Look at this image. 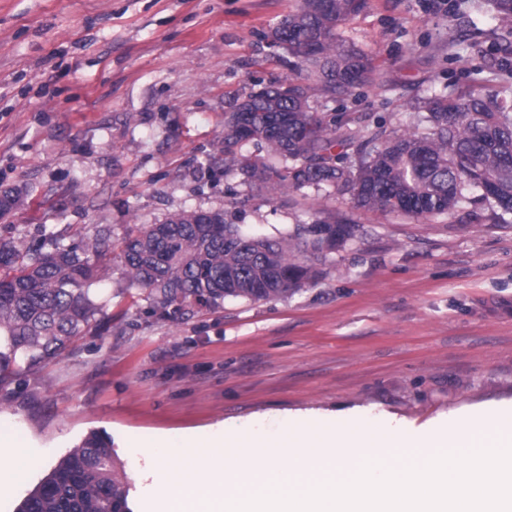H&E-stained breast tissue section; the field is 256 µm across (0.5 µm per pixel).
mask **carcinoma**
<instances>
[{
	"mask_svg": "<svg viewBox=\"0 0 512 512\" xmlns=\"http://www.w3.org/2000/svg\"><path fill=\"white\" fill-rule=\"evenodd\" d=\"M368 0H298L281 24L297 76L264 87L224 113V172L250 191L352 192L366 212L452 219L476 197L495 224L512 216V96L492 86L430 92L408 103L417 128L362 132L355 120L314 111L317 95L344 97L376 79L373 59L336 36ZM342 133H337L338 129ZM342 152L334 153L335 147ZM19 186L0 192V218L22 201ZM215 223L182 212L134 225L120 239L130 287L150 308L219 307L228 298L268 300L324 274L329 256L353 236L344 218L297 224L279 237L246 234L215 213ZM103 237L68 241L50 230L35 249L0 242V379L55 358L84 330L100 327L94 286L108 278ZM16 512H131L115 470L112 442L92 432L63 457Z\"/></svg>",
	"mask_w": 512,
	"mask_h": 512,
	"instance_id": "obj_1",
	"label": "carcinoma"
}]
</instances>
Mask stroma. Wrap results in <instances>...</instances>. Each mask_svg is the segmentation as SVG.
<instances>
[{"instance_id": "stroma-1", "label": "stroma", "mask_w": 512, "mask_h": 512, "mask_svg": "<svg viewBox=\"0 0 512 512\" xmlns=\"http://www.w3.org/2000/svg\"><path fill=\"white\" fill-rule=\"evenodd\" d=\"M297 0H0V186L29 194L0 240L43 227L120 238L184 210L220 211L277 236L321 214L354 235L326 274L288 297L152 312L120 258L100 287L106 327L0 382V426L44 449L17 506L90 432L112 439L133 512L150 493L139 433L313 417L419 435L512 414V222L481 203L453 220L368 213L350 192L269 202L210 160L237 98L293 74L271 47ZM338 32L377 66L374 84L315 99L403 130L430 88L512 91V55L492 0H369Z\"/></svg>"}]
</instances>
